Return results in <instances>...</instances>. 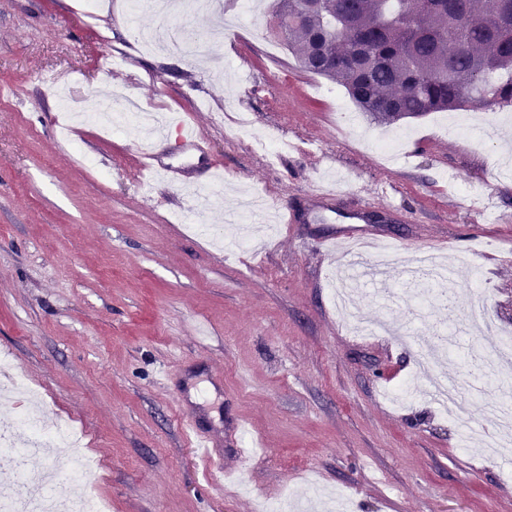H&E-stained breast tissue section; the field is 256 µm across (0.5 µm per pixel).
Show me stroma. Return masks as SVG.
<instances>
[{
    "mask_svg": "<svg viewBox=\"0 0 512 512\" xmlns=\"http://www.w3.org/2000/svg\"><path fill=\"white\" fill-rule=\"evenodd\" d=\"M259 0L241 27L216 35L205 57L135 50L153 9L103 0L86 16L78 0H0V431L21 412L59 421L82 439L86 492L107 512H258L264 499L350 512H512V456L487 459L463 445V428L492 430L487 414L503 385L486 379L467 423L426 400L419 359L446 325L433 302L355 294L362 315L386 333L349 334L332 292L333 240L391 244L397 258L434 250L478 270L451 280L461 303L447 354L449 383L468 380L462 358L489 349L486 317L512 331V171L495 160L512 148V107L459 110L469 131L450 134L435 112L391 125L359 116L360 139L343 123L345 89L302 71L268 31ZM131 53L106 71L101 51ZM70 71L73 109L115 87L123 103L177 112L208 143L207 156L170 139L163 163L183 165L199 193L224 194L190 227L193 201L177 185L146 187L141 135L74 124L47 77ZM282 141L268 154L264 141ZM334 158L327 168L326 158ZM395 183L385 196L382 185ZM332 188L342 210L411 212L410 223L332 218L279 224L264 246L242 247L243 192L271 208L307 213L310 190ZM477 210L496 223H475ZM38 404L5 395L10 380ZM196 419L223 469L196 457L184 434ZM256 447L238 461L236 420ZM65 449L0 466V487L40 482Z\"/></svg>",
    "mask_w": 512,
    "mask_h": 512,
    "instance_id": "1",
    "label": "stroma"
}]
</instances>
